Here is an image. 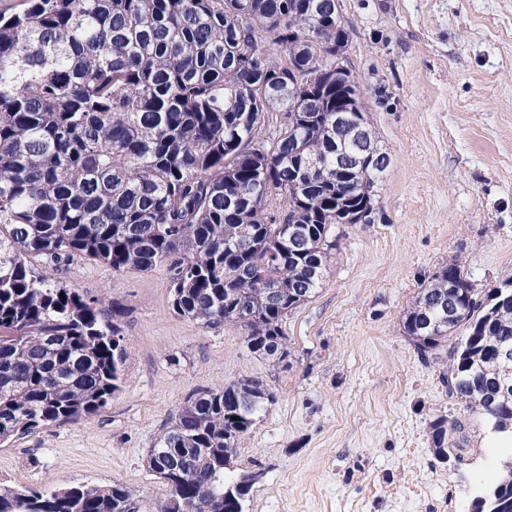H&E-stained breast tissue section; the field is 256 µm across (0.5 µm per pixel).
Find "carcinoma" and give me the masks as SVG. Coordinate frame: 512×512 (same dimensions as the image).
<instances>
[{
    "label": "carcinoma",
    "instance_id": "1",
    "mask_svg": "<svg viewBox=\"0 0 512 512\" xmlns=\"http://www.w3.org/2000/svg\"><path fill=\"white\" fill-rule=\"evenodd\" d=\"M0 13V443L103 410L128 353L112 309L57 283L80 259L115 272L171 273L170 305L206 328L236 326L253 353L284 354L283 319L310 297L336 242L331 227L373 210L384 169L354 161L376 144L336 119V77L303 112L291 69L329 55L336 0H22ZM43 259L44 270L28 258ZM478 296L455 263L402 318L421 355L447 349L450 390L492 432L512 436V300ZM277 400L241 377L201 389L150 449L169 461L154 512H230L257 474L233 473L258 413ZM439 417L441 462L463 461ZM512 502V466L482 486ZM0 512H140L122 485L57 494L0 487Z\"/></svg>",
    "mask_w": 512,
    "mask_h": 512
}]
</instances>
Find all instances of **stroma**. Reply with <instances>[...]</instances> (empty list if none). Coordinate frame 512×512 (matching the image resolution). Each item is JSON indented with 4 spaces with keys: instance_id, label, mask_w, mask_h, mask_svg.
<instances>
[{
    "instance_id": "obj_1",
    "label": "stroma",
    "mask_w": 512,
    "mask_h": 512,
    "mask_svg": "<svg viewBox=\"0 0 512 512\" xmlns=\"http://www.w3.org/2000/svg\"><path fill=\"white\" fill-rule=\"evenodd\" d=\"M347 64L370 103L389 164L371 222L338 224L320 287L283 322L287 352L252 353L243 330L206 328L170 305L166 268L115 272L74 261L61 279L102 307L119 303L125 383L102 412L0 445V485L135 490L163 482L146 455L187 399L241 377L276 403L237 451L260 473L246 512H472L477 488L512 458L453 395L447 355L422 358L400 322L440 267L477 291L512 279V0H340ZM460 420V465L437 461L429 426ZM416 465L421 497L406 494Z\"/></svg>"
}]
</instances>
